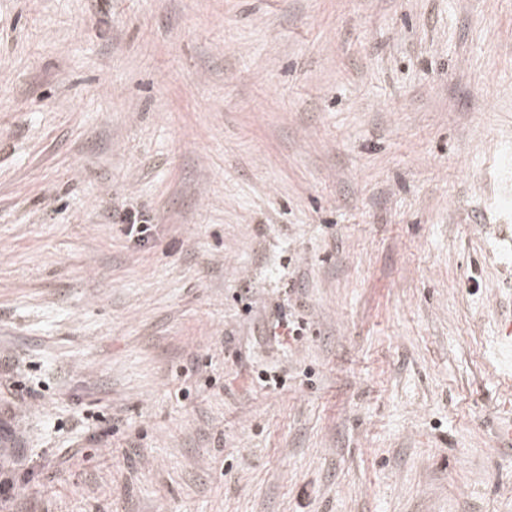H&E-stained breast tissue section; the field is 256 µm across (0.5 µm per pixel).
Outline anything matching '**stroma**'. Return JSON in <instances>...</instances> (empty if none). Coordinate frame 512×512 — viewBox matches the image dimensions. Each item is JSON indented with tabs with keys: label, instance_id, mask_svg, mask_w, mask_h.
Listing matches in <instances>:
<instances>
[{
	"label": "stroma",
	"instance_id": "35a3bbf8",
	"mask_svg": "<svg viewBox=\"0 0 512 512\" xmlns=\"http://www.w3.org/2000/svg\"><path fill=\"white\" fill-rule=\"evenodd\" d=\"M504 147L512 0H0L16 512H512Z\"/></svg>",
	"mask_w": 512,
	"mask_h": 512
}]
</instances>
